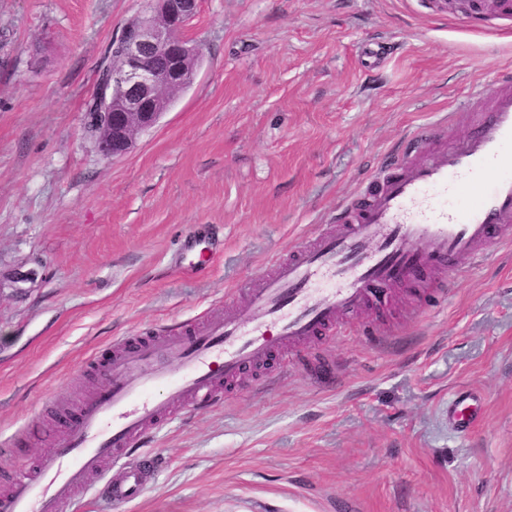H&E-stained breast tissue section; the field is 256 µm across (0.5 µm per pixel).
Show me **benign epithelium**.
I'll return each mask as SVG.
<instances>
[{
  "instance_id": "benign-epithelium-1",
  "label": "benign epithelium",
  "mask_w": 512,
  "mask_h": 512,
  "mask_svg": "<svg viewBox=\"0 0 512 512\" xmlns=\"http://www.w3.org/2000/svg\"><path fill=\"white\" fill-rule=\"evenodd\" d=\"M199 0H155L152 13L129 23L112 41V66L96 88L91 130L105 158L129 152L135 135L153 127L191 86L198 50L184 37Z\"/></svg>"
}]
</instances>
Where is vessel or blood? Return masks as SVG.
<instances>
[{
    "label": "vessel or blood",
    "mask_w": 512,
    "mask_h": 512,
    "mask_svg": "<svg viewBox=\"0 0 512 512\" xmlns=\"http://www.w3.org/2000/svg\"><path fill=\"white\" fill-rule=\"evenodd\" d=\"M443 20L483 28L476 0H421ZM477 94L492 107L469 133L425 162L397 158L342 205L337 227L275 261L273 276L247 289L246 306L162 336H126L114 356L95 359L101 385L64 425L53 450L17 472L0 512H82L75 491L98 474L96 499L121 506L152 485L154 459L138 451L147 433L173 422L174 404L209 402L221 384L268 364L312 337L340 335L343 314L427 270L460 279L491 248L512 242V68H491ZM478 397L452 392L448 430L480 419Z\"/></svg>",
    "instance_id": "obj_1"
}]
</instances>
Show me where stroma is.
<instances>
[{
  "label": "stroma",
  "mask_w": 512,
  "mask_h": 512,
  "mask_svg": "<svg viewBox=\"0 0 512 512\" xmlns=\"http://www.w3.org/2000/svg\"><path fill=\"white\" fill-rule=\"evenodd\" d=\"M435 20L415 0H200L194 83L124 156L84 132L99 67L147 0H0V452L6 474L53 447L119 336L205 323L256 274L335 223L409 138L413 159L464 135L460 111L512 33ZM388 43L369 69L362 44ZM209 231L208 265L179 262ZM299 367L179 406L148 442L157 480L112 512H512V245L471 275L427 272L303 345ZM483 403L465 439L448 392Z\"/></svg>",
  "instance_id": "35a3bbf8"
}]
</instances>
